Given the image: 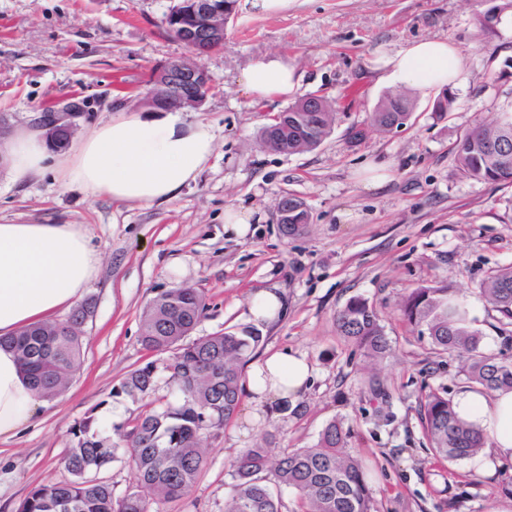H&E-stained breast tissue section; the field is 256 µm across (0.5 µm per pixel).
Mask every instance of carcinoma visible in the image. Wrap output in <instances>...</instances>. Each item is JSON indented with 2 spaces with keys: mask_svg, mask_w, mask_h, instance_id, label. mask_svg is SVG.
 I'll list each match as a JSON object with an SVG mask.
<instances>
[{
  "mask_svg": "<svg viewBox=\"0 0 512 512\" xmlns=\"http://www.w3.org/2000/svg\"><path fill=\"white\" fill-rule=\"evenodd\" d=\"M413 102L404 91L388 93L371 113V123L389 131L396 119L412 114ZM335 112L328 103L311 112L300 98L263 127V145L295 154L318 147L329 135ZM457 162L468 177L484 182L512 184V109H503L485 124L466 130L457 144ZM292 211L282 225L297 235L309 224L308 209ZM479 294L497 313L503 338L498 352L482 348V333L474 327L465 304L448 295L443 285L410 289L400 302L406 322L433 348L461 363L460 374L472 389L512 390V265L500 267L481 281ZM207 304L191 287L174 288L154 298L143 312L141 343L149 351L171 347L177 352L168 365L171 381L182 395L177 407L156 405V376L152 364L128 371L116 395L143 402V410L125 434V453L132 483L116 499L112 485L93 473L114 459L115 449L98 432L97 419L85 417L72 430L73 444L64 457L71 478L32 488L17 512H150L153 498H175L196 483L207 456L202 435L220 429L239 407L244 365L263 341L254 328L225 330L188 343L204 317ZM341 336L375 364L390 351V341L378 309L361 297L350 299L336 315ZM63 322L30 326L0 337V346L12 348L37 394L50 399L68 385L81 364L80 328L62 329ZM419 416L425 436L437 458L450 464L469 459L488 446L475 423L458 417L454 403L430 391L421 399ZM350 429L334 419L317 442L274 456L267 448H246L231 463L234 493L225 512H281L273 485L295 491L300 512H374L364 460L349 450Z\"/></svg>",
  "mask_w": 512,
  "mask_h": 512,
  "instance_id": "1",
  "label": "carcinoma"
}]
</instances>
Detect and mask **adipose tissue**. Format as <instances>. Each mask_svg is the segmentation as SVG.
<instances>
[{
	"instance_id": "1",
	"label": "adipose tissue",
	"mask_w": 512,
	"mask_h": 512,
	"mask_svg": "<svg viewBox=\"0 0 512 512\" xmlns=\"http://www.w3.org/2000/svg\"><path fill=\"white\" fill-rule=\"evenodd\" d=\"M375 65L389 81L426 95L465 79L462 57L447 39L412 42L381 55ZM300 80L286 55L272 54L243 69L237 84L260 102L294 94ZM214 146L208 124L185 121L180 113L145 119L125 112L94 128L62 164L68 181L91 196L161 203L196 179ZM48 159L40 130L22 129L0 142V167L12 178L42 176ZM96 263L87 235L76 225L0 223V336L47 321L75 304ZM312 377L304 354L277 351L250 362L248 387L261 403L278 410L295 403ZM42 405L15 353L0 347V437L15 435ZM455 410L477 422L490 440L479 462L489 466L494 459L512 458V391H467L457 398Z\"/></svg>"
}]
</instances>
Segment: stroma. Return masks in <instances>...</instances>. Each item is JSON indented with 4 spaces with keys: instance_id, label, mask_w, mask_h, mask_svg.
Segmentation results:
<instances>
[{
    "instance_id": "35a3bbf8",
    "label": "stroma",
    "mask_w": 512,
    "mask_h": 512,
    "mask_svg": "<svg viewBox=\"0 0 512 512\" xmlns=\"http://www.w3.org/2000/svg\"><path fill=\"white\" fill-rule=\"evenodd\" d=\"M506 0H293L269 15L257 0H237L224 47L201 58L212 90L187 121L210 125L211 160L171 200L152 205L91 197L66 179L63 150L36 179L0 173L1 224H76L98 262L83 297L94 312L81 328L79 372L45 400L33 422L0 440V512H15L35 486L68 479L63 458L72 428L95 416L101 437L123 444L137 402L120 395L124 375L153 363L157 396L178 403L167 369L174 352L141 343L146 306L173 288L206 298L194 330L205 336L248 327L252 292L276 284L285 316L261 325L260 351L307 356L314 377L296 410L255 418L254 395L223 428L206 432L207 460L185 495L155 499L151 512H224L234 479L229 462L242 449L267 444L273 454L312 446L325 425L343 419L350 446L368 466L378 512H512V459L482 469L474 459L438 460L418 408L426 393L457 398L460 363L436 353L405 322L400 301L422 283L448 286L484 336L501 345L496 314L478 293L492 270L512 264V185L476 181L458 167L459 136L512 104V8ZM173 0H0V120L29 128L43 108L77 96L85 114L70 139L78 144L118 112H141L155 68L189 57L171 37L165 15ZM502 7L494 29L479 22ZM422 38H447L460 50L466 79L451 93V112H433L434 96H414L401 128L382 132L370 114L395 83L374 71L377 53H394ZM287 55L301 74L298 96H323L337 111L328 137L311 151L283 154L260 141L261 129L288 107L285 99L254 102L236 79L248 64ZM387 168L388 179L365 185L364 170ZM302 200L310 222L283 235L278 203ZM243 205L261 220L246 239L227 238L224 210ZM380 312L391 341L376 371L385 389L365 383L364 359L339 335L337 311L352 297Z\"/></svg>"
}]
</instances>
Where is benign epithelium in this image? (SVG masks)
<instances>
[{
  "instance_id": "1",
  "label": "benign epithelium",
  "mask_w": 512,
  "mask_h": 512,
  "mask_svg": "<svg viewBox=\"0 0 512 512\" xmlns=\"http://www.w3.org/2000/svg\"><path fill=\"white\" fill-rule=\"evenodd\" d=\"M234 11V5L224 0H186L184 10L168 18L172 33L197 57L208 54L204 42L224 40V27ZM199 79L197 89L190 93L174 89V81L181 76ZM155 86L144 99V104L161 111H179L199 108L209 92L208 73L202 65L190 59L167 62L155 74ZM82 103L77 100L64 102L50 112L36 118V127L49 138L71 137L76 119L83 115Z\"/></svg>"
}]
</instances>
